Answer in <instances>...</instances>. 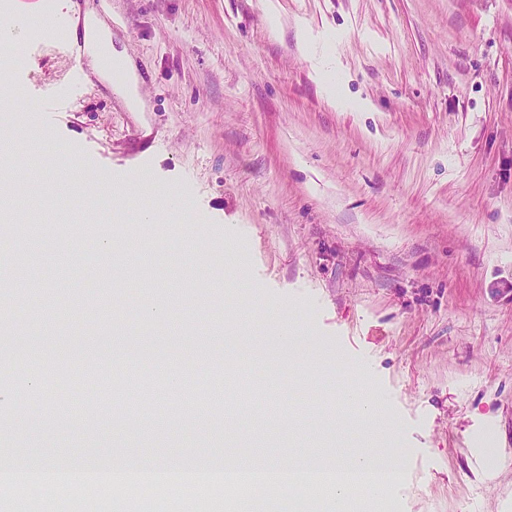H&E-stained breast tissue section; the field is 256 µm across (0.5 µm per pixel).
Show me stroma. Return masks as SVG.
I'll list each match as a JSON object with an SVG mask.
<instances>
[{
  "instance_id": "1",
  "label": "stroma",
  "mask_w": 512,
  "mask_h": 512,
  "mask_svg": "<svg viewBox=\"0 0 512 512\" xmlns=\"http://www.w3.org/2000/svg\"><path fill=\"white\" fill-rule=\"evenodd\" d=\"M67 0V43L26 39L0 67L17 109L0 122L43 130L82 171L149 175L183 198L187 219L136 224L111 198L54 197V176L23 158L32 184L17 218L55 215L34 244L0 238V352L37 357L0 371V463L32 469L54 452H146L223 462L238 434L264 460L296 444L288 415L318 419L305 444L357 448L364 432L336 395V370L391 414L401 479L383 512H512V0ZM96 16L126 52L141 96L130 108L82 57ZM332 57L346 99L331 107L313 69ZM127 229L115 251L93 242ZM243 329L256 315L290 324L303 373L233 349L248 392L210 399L224 377L225 289ZM166 307V318L146 319ZM156 397L108 387L93 414L78 348L100 375L125 351ZM497 448L494 478L481 449ZM146 512H226L199 490L141 494ZM71 510L0 485L17 504Z\"/></svg>"
}]
</instances>
